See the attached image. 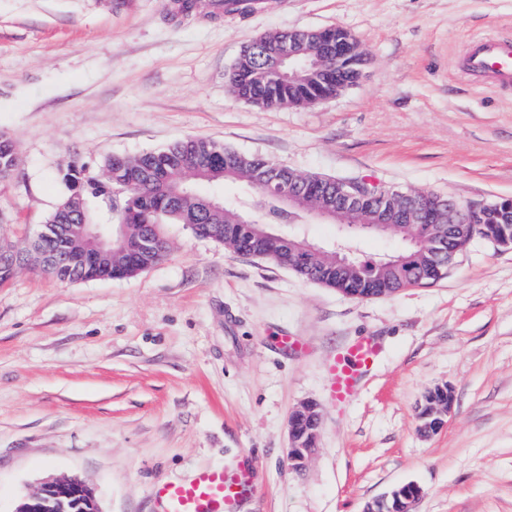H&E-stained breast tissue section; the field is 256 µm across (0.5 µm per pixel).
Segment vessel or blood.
<instances>
[{
	"mask_svg": "<svg viewBox=\"0 0 512 512\" xmlns=\"http://www.w3.org/2000/svg\"><path fill=\"white\" fill-rule=\"evenodd\" d=\"M458 67L479 87L512 90V38L486 35L471 39ZM377 356L378 346L372 337L361 336L325 358L336 403L345 404L355 398L361 378ZM252 470V460L246 456L231 468L202 469L186 481L157 483L150 491L155 512H244L254 492Z\"/></svg>",
	"mask_w": 512,
	"mask_h": 512,
	"instance_id": "1",
	"label": "vessel or blood"
}]
</instances>
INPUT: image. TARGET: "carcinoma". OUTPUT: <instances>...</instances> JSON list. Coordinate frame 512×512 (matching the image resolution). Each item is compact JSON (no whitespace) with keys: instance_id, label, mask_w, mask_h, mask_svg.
Wrapping results in <instances>:
<instances>
[{"instance_id":"cac0c4a2","label":"carcinoma","mask_w":512,"mask_h":512,"mask_svg":"<svg viewBox=\"0 0 512 512\" xmlns=\"http://www.w3.org/2000/svg\"><path fill=\"white\" fill-rule=\"evenodd\" d=\"M313 33L277 30L259 36L263 46L254 42L246 44L232 68L233 81L228 83L240 100L260 109L283 106L306 107L337 96L356 85L364 75L366 58L357 55V61L345 68L342 83L336 85L324 80L313 63L310 43H305L307 53L292 68L279 65L277 46L290 38L309 39ZM17 167V157L12 140L0 134V182L8 180ZM308 175L280 166L261 156L246 155L232 148L211 141L183 138L170 145L134 156L112 155L102 164L101 175L94 177L76 160L64 165L63 180L67 192L53 211L45 218L47 224H69L66 236L47 239L40 248L52 252L72 248L77 252L88 250L80 239L77 225L94 223L88 209V197L100 198L112 212V223L126 224L130 237H145L152 241L149 249L134 250L112 259L113 274L126 278L137 268L151 267L168 253V242L161 225L194 224V233L224 244L234 253L270 259L293 268L301 278L322 284L341 293L367 295L381 289L394 295L407 288L430 285L448 272V261L457 257L474 237L487 238L498 245L512 247V219L495 205L489 204L474 210V205L449 202L434 193L413 192L412 198L420 211H434L441 221L437 224L409 222L407 213L396 204L371 208L365 213L369 223L382 225L381 231L400 236L416 235L423 245L400 257L414 268L416 277L408 278L395 267L379 265L373 258H360L352 270L336 267L332 254L327 253L310 265L293 266L292 244L288 239L273 240L255 235L248 224H239L236 212L245 207L248 199L223 198L220 209L211 208V194H202L198 187L204 185L221 190L226 183H236L256 196L260 220L266 224H286L288 217L272 192L288 185L292 179L304 187V201L309 207L320 208L336 205V184L314 178L315 185H304ZM453 205L463 223L450 225L445 220L448 205ZM0 224V285L13 278L16 269L4 260L3 255L28 251L4 237ZM97 269L82 265L63 270L56 278L69 282L96 279Z\"/></svg>"}]
</instances>
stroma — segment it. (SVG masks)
Segmentation results:
<instances>
[{"instance_id": "35a3bbf8", "label": "stroma", "mask_w": 512, "mask_h": 512, "mask_svg": "<svg viewBox=\"0 0 512 512\" xmlns=\"http://www.w3.org/2000/svg\"><path fill=\"white\" fill-rule=\"evenodd\" d=\"M174 0H0V184L7 237L29 241L75 157L214 141L306 174L365 178L462 203L512 198V91L456 70L472 35L512 36V0H242L174 16ZM342 27L360 82L304 108L260 110L224 74L278 29ZM166 258L118 280L22 267L0 286V512L78 479L101 512H153L158 482L254 461L248 512H362L402 485L416 512H512V249L476 238L428 287L359 299L183 224ZM293 336L301 350L280 347ZM381 347L360 396H328L324 357ZM451 386L443 430L417 432ZM322 410L317 450L289 472L288 416ZM17 167V157L12 140L4 133L0 134V182L7 181ZM445 389H448V390L438 391L436 393V397H437V399L448 401V403L431 401V395L436 390H445ZM450 391L452 392L451 388L448 387L447 385H436L433 388H430L428 390V392L426 393L425 399H424V401L426 402L425 405L428 404V406L430 407V410L432 412L436 413L442 419L443 423H442V426L440 427V429L432 430L431 427L427 423H423L424 417H422L421 415L424 414V410H422L420 412V415H418V420L421 422V424L417 425L418 432L421 435L429 437V436L437 434L445 427L446 422H447L446 419L451 411L452 404H453V400L448 399V398H453V396L451 394H449V396H448V393ZM429 400H430V403H428Z\"/></svg>"}]
</instances>
